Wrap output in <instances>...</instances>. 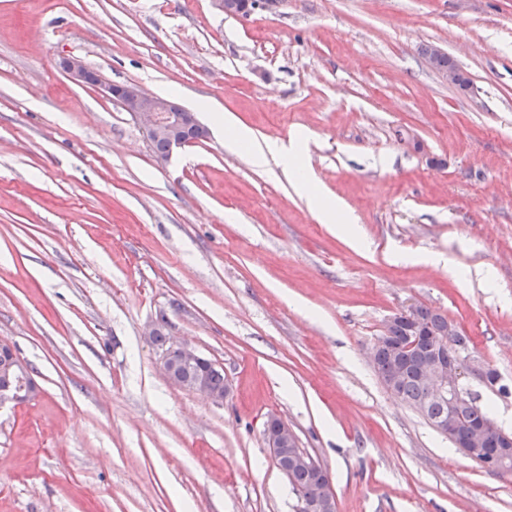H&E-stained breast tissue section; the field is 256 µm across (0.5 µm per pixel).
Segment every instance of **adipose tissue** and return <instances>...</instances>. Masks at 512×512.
<instances>
[{
  "mask_svg": "<svg viewBox=\"0 0 512 512\" xmlns=\"http://www.w3.org/2000/svg\"><path fill=\"white\" fill-rule=\"evenodd\" d=\"M215 122L224 133V145L227 149L234 151L241 146H249L250 156L258 166L267 164L268 160H276L278 166L294 179L297 189L303 193L323 223L337 225L339 232L346 236L354 235L353 218L344 211L338 199L319 188L312 176L306 162L307 150L304 141L293 137L286 140L267 138L261 142L256 141L251 129L228 114L216 117Z\"/></svg>",
  "mask_w": 512,
  "mask_h": 512,
  "instance_id": "adipose-tissue-1",
  "label": "adipose tissue"
}]
</instances>
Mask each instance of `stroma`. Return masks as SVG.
<instances>
[{
	"mask_svg": "<svg viewBox=\"0 0 512 512\" xmlns=\"http://www.w3.org/2000/svg\"><path fill=\"white\" fill-rule=\"evenodd\" d=\"M64 57L181 103L207 138L160 159ZM218 112L301 136L357 238L225 149ZM411 304L497 371L467 387L512 433V0H281L245 18L211 0H0V341L37 386L0 409V512H298L271 414L328 469L337 512H512V475L369 363ZM162 317L223 368V404L164 377ZM443 53L445 52L440 47L435 45L430 46L429 51L424 54V60L430 69L434 70L435 58ZM436 65L439 69H448V71H438L437 73L442 78V80L448 82L451 85H456L458 75L455 69H449L448 67L456 68L459 71V83L457 86L461 90L468 89L469 80L464 77L456 63L447 54L439 56L436 59Z\"/></svg>",
	"mask_w": 512,
	"mask_h": 512,
	"instance_id": "1",
	"label": "stroma"
}]
</instances>
